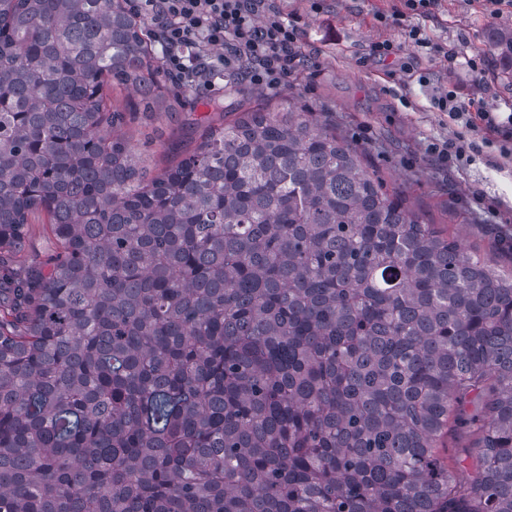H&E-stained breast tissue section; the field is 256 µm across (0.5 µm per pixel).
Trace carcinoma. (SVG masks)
I'll return each mask as SVG.
<instances>
[{
  "mask_svg": "<svg viewBox=\"0 0 512 512\" xmlns=\"http://www.w3.org/2000/svg\"><path fill=\"white\" fill-rule=\"evenodd\" d=\"M124 2L0 0V253L35 213L58 244L35 287L0 261V512H512V265L307 112L147 176L114 136L162 89ZM474 438L464 431L452 430L449 432L446 445L447 448H439L441 456L447 458L448 463H457L459 475L467 477L472 470V460L469 457Z\"/></svg>",
  "mask_w": 512,
  "mask_h": 512,
  "instance_id": "1",
  "label": "carcinoma"
}]
</instances>
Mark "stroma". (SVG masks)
I'll use <instances>...</instances> for the list:
<instances>
[{
  "instance_id": "1",
  "label": "stroma",
  "mask_w": 512,
  "mask_h": 512,
  "mask_svg": "<svg viewBox=\"0 0 512 512\" xmlns=\"http://www.w3.org/2000/svg\"><path fill=\"white\" fill-rule=\"evenodd\" d=\"M300 33L302 59L274 89L224 74L213 86L178 84L176 103L138 113L117 129L134 159L157 175L191 154L209 128L233 120L234 109L272 102L312 113L334 125L365 152V166L388 191L406 196L428 224L455 236L468 251L501 265L512 264V157L501 155L497 137L482 144L470 164L445 166L427 146L461 131V123L433 106L436 92L455 88L476 107L512 114V77L503 75L490 31L512 30V14L493 16L486 0H438L429 15H408L401 24H381L401 0H274ZM417 27L440 49L418 56L405 32ZM388 41L395 55L378 60L373 43ZM58 249L45 217L33 215L14 272L36 280Z\"/></svg>"
}]
</instances>
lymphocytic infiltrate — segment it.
<instances>
[{"label":"lymphocytic infiltrate","mask_w":512,"mask_h":512,"mask_svg":"<svg viewBox=\"0 0 512 512\" xmlns=\"http://www.w3.org/2000/svg\"><path fill=\"white\" fill-rule=\"evenodd\" d=\"M134 9L151 21L166 72L184 84L222 70L274 88L301 63L299 31L270 0H136Z\"/></svg>","instance_id":"f902f5d3"}]
</instances>
